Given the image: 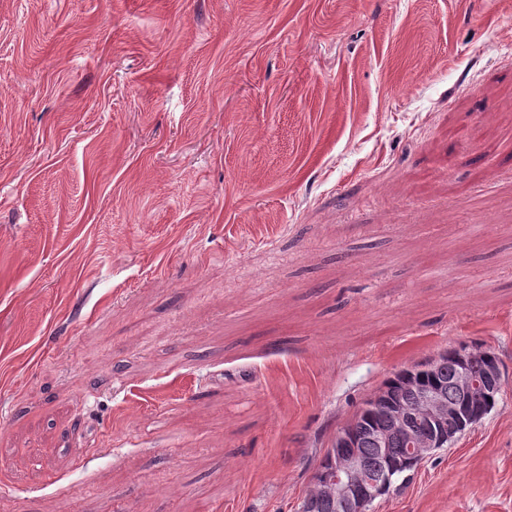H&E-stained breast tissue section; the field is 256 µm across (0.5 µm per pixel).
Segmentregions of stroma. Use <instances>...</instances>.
I'll list each match as a JSON object with an SVG mask.
<instances>
[{
    "label": "stroma",
    "instance_id": "1",
    "mask_svg": "<svg viewBox=\"0 0 512 512\" xmlns=\"http://www.w3.org/2000/svg\"><path fill=\"white\" fill-rule=\"evenodd\" d=\"M461 343L375 512H512V0H0V512H300ZM458 348L466 352L467 369L465 358L460 357V367L455 357L457 348H451L428 362L403 369L387 379L384 382L388 387L387 399H375L373 396L363 402L354 417L344 426L354 431V446L351 444L352 433L341 429L334 438L330 453L328 448L319 460L320 465L328 457L316 477L314 475L313 489L315 486L317 489L307 494V510L313 511V503L326 500L336 502V512H370L374 501L390 492L395 474L404 471L407 464L420 463L440 448L447 447L453 437L448 434L449 426L477 418L464 413L459 404L465 399L461 392L472 396L501 390L503 371L498 364L490 363L495 361L501 366L502 363L490 349L470 348L464 344ZM469 374L475 380H481L485 374L484 381L478 385ZM429 390L432 392L421 397L426 419L424 407L418 399L423 391ZM397 407L406 413V423L413 430L423 431L429 424L422 436H412V429L401 427L404 414L399 412L398 416ZM399 421V434L410 436L416 448H410L397 434L390 435L384 441L375 438L374 434L377 433V438L383 439ZM378 432H384L385 435ZM352 447L357 449L364 463ZM405 448L410 449V457L394 460L407 457ZM366 468L374 475L386 470L377 478L372 477ZM412 470H406L399 476Z\"/></svg>",
    "mask_w": 512,
    "mask_h": 512
}]
</instances>
